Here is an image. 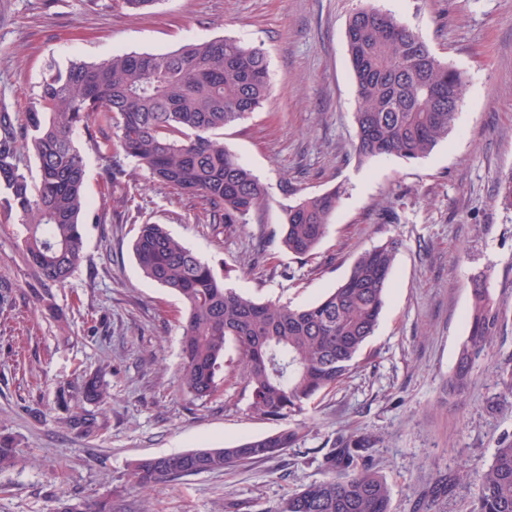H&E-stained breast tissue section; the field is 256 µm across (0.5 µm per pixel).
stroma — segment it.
Instances as JSON below:
<instances>
[{"label": "stroma", "instance_id": "35a3bbf8", "mask_svg": "<svg viewBox=\"0 0 512 512\" xmlns=\"http://www.w3.org/2000/svg\"><path fill=\"white\" fill-rule=\"evenodd\" d=\"M392 11L468 79L455 130L424 158L359 161L355 83L346 25L360 0H162L148 13L115 0H0V98L13 111L40 92L50 64L115 53H165L188 41L232 36L262 49L271 98L225 128L224 141L272 194L248 223L214 235L201 200L173 193L124 160L135 200L104 199L105 163L81 145L87 193L106 223L87 219L82 262L50 301L30 288L18 217L0 215V436L19 463L0 473V512H57L61 502L109 501L112 512H275L321 481V448L338 435L367 437L368 464L391 489L390 512L414 504L440 474L456 484L434 512H469L476 493L464 469L512 436V210L500 203L512 176V0H370ZM343 193L325 237L299 258L281 242V185ZM165 225L229 286L260 301L319 300L358 256L397 242L379 325L357 365L286 425L299 433L271 459L239 462L153 488L135 484L146 456L225 448L279 430L249 411L235 346L224 382L188 403L177 373L180 298L139 272L132 251L143 221ZM264 262H256V254ZM487 274L500 327L464 392H448L468 331L472 279ZM103 372L107 404L85 403L101 429L65 423L59 388L77 391Z\"/></svg>", "mask_w": 512, "mask_h": 512}]
</instances>
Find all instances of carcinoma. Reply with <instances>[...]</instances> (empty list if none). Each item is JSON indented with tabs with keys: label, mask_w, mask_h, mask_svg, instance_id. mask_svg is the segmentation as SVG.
<instances>
[{
	"label": "carcinoma",
	"mask_w": 512,
	"mask_h": 512,
	"mask_svg": "<svg viewBox=\"0 0 512 512\" xmlns=\"http://www.w3.org/2000/svg\"><path fill=\"white\" fill-rule=\"evenodd\" d=\"M347 52L357 92L356 153L361 161L411 160L448 139L466 98L462 71L441 61L397 17L375 6L354 11L347 24ZM270 97L263 50L224 37L160 54L129 52L98 62L77 58L51 65L27 111L0 106V194L24 220L21 247L35 288L63 287L84 255L89 213L84 159L74 134L112 159L117 147L162 185L206 204L215 227L246 224L269 201L268 186L224 145V128L261 109ZM114 135H109V132ZM31 152L38 177L24 168ZM105 182L128 194L120 163ZM282 205V242L306 257L325 236L341 198L332 188ZM132 251L143 276L176 293L186 306L179 383L191 400L218 391L224 349L232 342L251 390L252 412L281 421L301 414L317 396L344 380L374 334L396 257L391 243L364 251L348 276L319 301L291 307L238 293L162 224L139 227ZM486 280L473 282L469 332L449 381L452 392L471 383L475 364L493 345L499 327ZM86 401L107 402L108 384L84 381ZM298 441L285 427L232 448H196L147 457L133 466L135 482L158 485L224 466L270 458ZM370 441L340 437L323 455L330 472L285 499L275 512H390V488L377 471L359 463ZM18 455L0 438V472ZM471 512H512V439H502L481 470ZM448 496L439 476L424 495L426 506Z\"/></svg>",
	"instance_id": "cac0c4a2"
}]
</instances>
